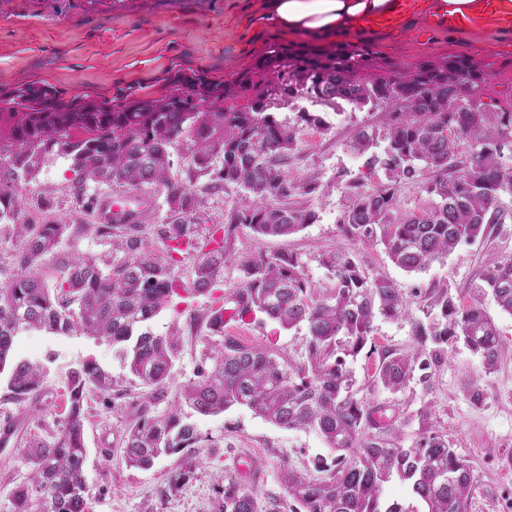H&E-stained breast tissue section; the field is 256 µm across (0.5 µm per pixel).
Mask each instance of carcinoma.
Segmentation results:
<instances>
[{"mask_svg":"<svg viewBox=\"0 0 512 512\" xmlns=\"http://www.w3.org/2000/svg\"><path fill=\"white\" fill-rule=\"evenodd\" d=\"M487 84L488 73L472 58L380 63L371 44L361 40L333 50L274 45L223 83L179 70L161 97L125 90L110 101L66 102L54 88L40 85L0 92V224L12 225L18 243L15 273L0 281V374L10 368L8 398L31 403L44 380L39 366L13 360L21 332L91 336L117 347L132 377L148 388L147 401L122 438L128 467L145 468L162 454L198 447L202 436L183 421L182 405L202 415L245 406L281 428L312 429L337 452L333 468L319 479L285 469V489L301 512H407L397 503L380 507L384 486L394 477L411 485L428 512H470L473 467L449 446L431 413H419L418 438L402 448L390 440L392 419L381 418V408L351 391L346 358L373 341L376 315H408L400 288L387 277L368 276L351 254L337 250L322 256L332 283L318 289L298 254L241 258L236 241L242 227L262 237H289L318 219L311 208L290 199L313 195L319 185L285 166L300 128L320 130L327 123L306 110L297 112L294 123L278 119L269 104L283 94L290 104L344 102L380 115L346 142L349 151L365 158L368 172L381 171L385 180L369 189L347 185L340 221L345 238L379 243L396 266L421 272L459 244L489 237L502 223V193H512V164L503 150L512 137V102L490 97L473 112L455 108L460 97L476 88L484 93ZM176 143L186 146L190 178L206 177L211 187L238 189L248 198L202 240L194 184L171 175L169 148ZM58 158L70 162L82 184L161 187L173 220L155 228L91 225L123 256L105 268L94 257H78L61 271L60 286L50 287L46 258L70 225L21 224L19 218L27 205L25 186ZM409 184L419 185L427 203L403 212L399 193ZM148 231L170 252L187 245L185 254L193 258L190 281L177 275L176 261L162 262L146 250ZM233 263L242 272L240 286L210 310L206 333L199 337L210 347V367L181 387L169 410L150 414L149 406L166 398L179 337L154 335L149 322L181 291L211 292ZM488 293L512 315L511 255L487 260L467 304L456 303L444 287L426 292L424 300L439 319L415 325L413 351H383L371 384L398 393L418 370L432 383L427 370L444 364L448 346L459 339L481 356L486 373L496 371L502 341L482 304ZM259 314L284 329L306 327L303 361H286L267 345L249 346L224 335V323ZM112 387V378L92 360L71 372L58 430L47 439L29 438L21 449L30 475L12 490L15 512H89L85 405L91 389L104 393ZM215 512H261L258 490L227 479Z\"/></svg>","mask_w":512,"mask_h":512,"instance_id":"carcinoma-1","label":"carcinoma"}]
</instances>
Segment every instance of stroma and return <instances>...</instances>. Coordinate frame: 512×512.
I'll list each match as a JSON object with an SVG mask.
<instances>
[{
	"label": "stroma",
	"instance_id": "obj_1",
	"mask_svg": "<svg viewBox=\"0 0 512 512\" xmlns=\"http://www.w3.org/2000/svg\"><path fill=\"white\" fill-rule=\"evenodd\" d=\"M262 11L263 0H0V91L26 84L49 85L66 101H103L128 88L162 95L179 70H199L221 80L252 64L272 44L291 42V35L275 27L246 25L247 16ZM416 25V19L407 14L400 29L373 33L370 41L378 56L408 62L427 56H472L489 67L490 96H512L511 24H477L468 32L442 29L429 38L416 36ZM302 106L321 113L329 124L324 132L302 130L287 165L289 172L320 184L318 195L303 199L317 212L318 220L290 237H260L240 229L238 253L297 252L309 279L324 287L332 273L320 258L326 251L342 249L369 275L392 279L410 302L409 314L398 320L376 317L372 345L348 361L357 397L384 405L396 416V441L405 448L420 431L419 412L430 409L451 447L473 466L476 491L470 512H512V466L504 464L505 456L512 453V315L503 312L492 295H485L483 307L500 333L504 350L494 373L485 374L479 356L458 341L449 345L448 360L436 370L433 387L414 380L395 394L369 384L383 350L414 346V324L427 319L420 292L444 286L453 298L469 301V290L487 259L512 255V223L497 225L488 241L461 244L447 259L413 274L394 265L383 246L344 239L338 227L346 205V182L374 183L362 158L348 151L345 141L351 130L371 122L373 116L346 104L332 109L306 100ZM206 183L203 177L195 181L203 203L198 225L203 237L242 203L239 193L210 189ZM104 191V186L91 182L78 185L68 162L61 159L46 164L27 184L23 221L39 224L53 219L71 227L47 258L51 279H59L60 267L79 256L113 259L110 240L88 230L91 218L77 205L78 198ZM240 279L237 265L226 266L223 282L212 293L174 297L151 321L152 333L174 334L182 341L169 394L193 380L205 359L196 319L214 308L216 298L237 288ZM224 332L248 345H270L295 362L305 352L302 327L288 330L258 317L246 323L227 322ZM14 357L43 367L39 401L47 406L59 404L69 372L90 359L116 386L115 391L94 394L86 409L84 478L91 512H215L228 476L257 487L265 510L276 503L281 512H292L294 502L285 490L284 468L316 478L321 468L333 464L334 454L318 433L285 430L236 406L213 416L186 410L188 422L203 437L199 447L160 456L148 469L126 467L119 439L126 414L143 403L145 390L132 381L115 348L89 336L29 330L17 337ZM472 384L487 395L482 408H473L466 397L465 389ZM5 392L6 378L1 375L0 422L17 423L18 430L12 446L0 451V512H14L11 491L29 475L17 459L18 448L27 434L44 435L50 423L27 416L23 405L5 399ZM179 469L186 471V480L179 490H170L169 477Z\"/></svg>",
	"mask_w": 512,
	"mask_h": 512
}]
</instances>
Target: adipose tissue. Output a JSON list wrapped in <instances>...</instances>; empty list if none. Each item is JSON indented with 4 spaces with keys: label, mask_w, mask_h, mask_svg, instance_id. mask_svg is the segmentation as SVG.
I'll return each instance as SVG.
<instances>
[{
    "label": "adipose tissue",
    "mask_w": 512,
    "mask_h": 512,
    "mask_svg": "<svg viewBox=\"0 0 512 512\" xmlns=\"http://www.w3.org/2000/svg\"><path fill=\"white\" fill-rule=\"evenodd\" d=\"M401 0H265L264 16L268 24L295 35L305 36L307 43L338 44L351 40L363 30V23L375 15L399 10ZM439 13L456 16L461 24L486 17L488 11L512 18V0H433Z\"/></svg>",
    "instance_id": "ef3b65f1"
}]
</instances>
